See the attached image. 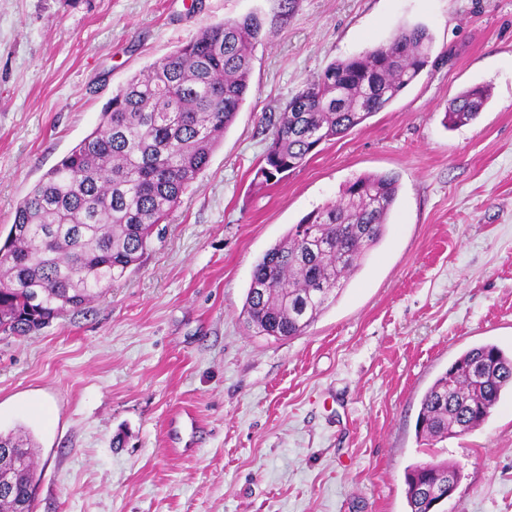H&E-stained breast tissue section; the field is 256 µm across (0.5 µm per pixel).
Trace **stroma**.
Returning a JSON list of instances; mask_svg holds the SVG:
<instances>
[{
	"label": "stroma",
	"instance_id": "stroma-1",
	"mask_svg": "<svg viewBox=\"0 0 512 512\" xmlns=\"http://www.w3.org/2000/svg\"><path fill=\"white\" fill-rule=\"evenodd\" d=\"M256 15L250 88L124 278L0 334V431L38 444L35 512H409L421 399L465 350L512 352V0H0V235L113 91L202 28ZM421 24L428 67L279 181L255 177L285 103ZM476 119L448 128L460 91ZM367 173L397 176L381 241L304 335H255V264ZM441 512H512V396L445 441ZM488 99V90L482 86L463 90L449 103L445 112V123L448 127L468 124L483 110Z\"/></svg>",
	"mask_w": 512,
	"mask_h": 512
}]
</instances>
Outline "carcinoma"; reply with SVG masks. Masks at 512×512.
I'll use <instances>...</instances> for the list:
<instances>
[{"label": "carcinoma", "instance_id": "carcinoma-1", "mask_svg": "<svg viewBox=\"0 0 512 512\" xmlns=\"http://www.w3.org/2000/svg\"><path fill=\"white\" fill-rule=\"evenodd\" d=\"M253 16L203 28L112 94L98 127L19 202L0 244V332L26 336L124 276L207 167L249 90ZM432 37L403 27L390 40L330 63L279 112L257 176L277 180L321 144L391 105L430 62ZM489 99L482 86L458 93L446 124H468ZM398 193L390 174H364L293 225L256 263L243 306L259 336L303 335L336 299L364 254L382 239ZM512 391V354L493 344L460 354L421 399L416 437L437 447L484 423ZM38 445L19 429L0 433V512H34ZM457 465L431 459L407 470L410 512L429 505L414 492L448 480Z\"/></svg>", "mask_w": 512, "mask_h": 512}]
</instances>
